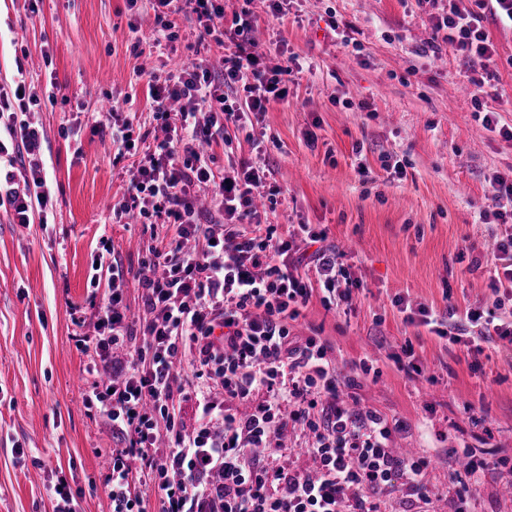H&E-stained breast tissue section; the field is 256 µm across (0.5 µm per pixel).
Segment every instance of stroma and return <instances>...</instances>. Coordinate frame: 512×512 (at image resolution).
Segmentation results:
<instances>
[{
	"label": "stroma",
	"mask_w": 512,
	"mask_h": 512,
	"mask_svg": "<svg viewBox=\"0 0 512 512\" xmlns=\"http://www.w3.org/2000/svg\"><path fill=\"white\" fill-rule=\"evenodd\" d=\"M152 3L0 0V82L24 72L38 99L26 118L44 134L51 194L43 224L13 223L0 208V512H53L46 487L60 475L81 512H112L106 459L116 442L76 337L94 335L90 298L110 292L109 274L90 282L102 247L134 272L169 241L160 225L112 220V205L129 199L130 172L165 136L139 71L163 72L172 57L224 69L223 47L199 43L184 16L175 42L155 44ZM245 7L269 65L288 52L299 63L287 100L269 105L255 128L271 169L259 190L276 201L265 220L283 236L297 224L325 231L360 283L347 305L314 291L290 323L293 334L328 342L341 394L404 423L393 440L430 456L434 512H454L452 478L466 446L487 466L473 512H512L501 494L511 476L502 462L512 461V345L495 340L472 358L394 305L400 297L443 321L452 306L512 313L482 258L492 235L512 226L479 219L492 176L512 170V141L475 113L463 61L449 50L423 55L436 13L427 0H295L282 24L267 0H224L225 14ZM335 21L350 23L345 36ZM487 29L498 63L493 107L510 126L512 27ZM108 99L135 113L134 151L96 128ZM396 162L402 175L389 169ZM407 343L421 376L393 361Z\"/></svg>",
	"instance_id": "stroma-1"
}]
</instances>
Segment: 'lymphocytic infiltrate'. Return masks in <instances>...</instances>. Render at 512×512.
I'll list each match as a JSON object with an SVG mask.
<instances>
[{
    "instance_id": "lymphocytic-infiltrate-1",
    "label": "lymphocytic infiltrate",
    "mask_w": 512,
    "mask_h": 512,
    "mask_svg": "<svg viewBox=\"0 0 512 512\" xmlns=\"http://www.w3.org/2000/svg\"><path fill=\"white\" fill-rule=\"evenodd\" d=\"M431 2L441 11L429 48H449L468 63L484 127L512 140V126L500 125L497 112L484 107L485 77L496 54L485 21L512 22V0ZM153 10L156 40H176L172 18L182 14L196 22L199 41L227 42L233 50L220 77L203 59L150 73V107L167 136L132 171L131 205L113 214L122 218L133 206L140 219L175 232L168 250L153 251L132 274L111 254L96 257L112 278V292L97 305L96 336L81 342L94 369L110 374L94 386L100 416L120 442L106 484L112 512H133L152 497L159 512H381L383 497L399 481L410 506L430 504V458L401 457L391 448L401 421L341 399L326 343L288 328L314 287L351 301L355 283L341 253L323 248L324 232L307 225L296 237L262 225L252 191L267 176L264 160L214 168V145L229 141L230 131L253 127L270 102L287 98L294 56L268 66L250 37L249 10L225 16L222 0H155ZM239 87L246 93L241 102L228 96ZM16 89L12 95L0 84V158L7 160L0 165V207L12 209L15 223L28 224L47 211L50 194L44 136L24 118L30 107L24 84ZM203 187L218 203L222 233L202 221L195 197ZM305 261L315 269L316 284L295 269ZM131 280L148 313L138 326L123 303ZM464 320L476 335L437 328V336L464 344L474 357L489 339L512 344L511 318L471 309ZM188 349L197 353L189 386L197 425L190 431L174 410ZM291 423L308 434L295 461L283 441Z\"/></svg>"
}]
</instances>
